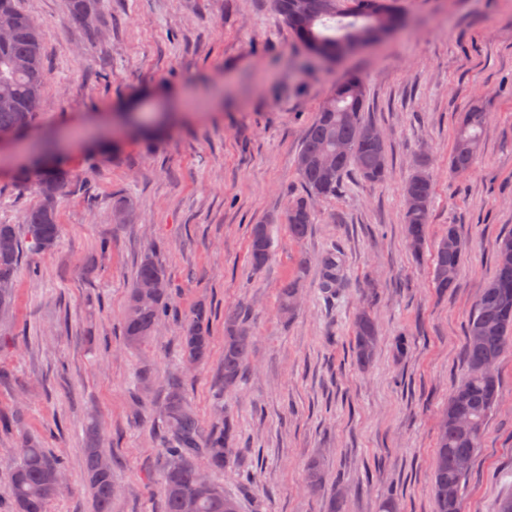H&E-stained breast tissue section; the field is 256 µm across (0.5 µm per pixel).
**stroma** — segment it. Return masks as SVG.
I'll return each instance as SVG.
<instances>
[{
  "instance_id": "35a3bbf8",
  "label": "stroma",
  "mask_w": 512,
  "mask_h": 512,
  "mask_svg": "<svg viewBox=\"0 0 512 512\" xmlns=\"http://www.w3.org/2000/svg\"><path fill=\"white\" fill-rule=\"evenodd\" d=\"M70 0H18L38 20L47 72L31 138L62 142L71 185L58 202L55 248L25 254L15 306L0 318V492L19 433L65 462L67 489L47 512H93L83 439L98 424L120 489L112 512H161L157 436L164 388L185 383L201 420L237 421L242 467L218 475L240 512H325L341 493L345 512H435L432 462L438 418L464 373L469 317L494 272L500 238L512 234V0H396L404 25L383 42L332 62L310 63L273 0H99L97 34L68 21ZM356 75L365 117L386 138L390 178L348 176L315 205L317 222L295 241L283 217L301 187L295 159L305 130L336 82ZM481 104L490 119L479 158L448 175L459 112ZM431 158L435 195L421 261L405 245L403 185L417 155ZM136 213L112 220V197ZM39 196L15 168L0 170V224H22ZM272 227L260 272L248 229ZM457 225L466 262L457 287L431 283L435 244ZM111 242L109 251L97 248ZM340 250L339 302L318 291L324 253ZM169 273L179 313H212L213 352L188 368L181 329L169 321L145 346L122 335L127 290L145 254ZM304 273L292 314L280 286ZM244 307L255 338L250 368L224 390V315ZM375 315L379 350L358 369L351 321ZM149 381H142L143 372ZM499 402L462 491L463 512H495L512 495V348L498 364ZM322 455L323 493L303 482Z\"/></svg>"
}]
</instances>
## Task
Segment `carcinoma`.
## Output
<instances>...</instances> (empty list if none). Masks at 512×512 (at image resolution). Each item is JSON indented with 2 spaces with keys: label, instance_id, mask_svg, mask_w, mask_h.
I'll return each instance as SVG.
<instances>
[{
  "label": "carcinoma",
  "instance_id": "obj_1",
  "mask_svg": "<svg viewBox=\"0 0 512 512\" xmlns=\"http://www.w3.org/2000/svg\"><path fill=\"white\" fill-rule=\"evenodd\" d=\"M304 0H274V8L288 28L315 57L324 58L346 51L344 38L372 22L380 11L386 22L398 26L399 14L388 0H353L347 13L337 10L336 0H314L310 13L300 11ZM94 0H70L68 20L95 31ZM8 36L0 41V133L18 134L35 125L41 108V90L45 68L41 53L39 24L21 12L16 0H0V26ZM365 87L359 77H350L336 85L308 124L303 145L296 158L302 194L294 199L284 216L292 238L301 241L309 234L317 215L310 205L313 199L336 196L348 173L370 185L386 181L389 158L386 143L373 138L376 127L364 119ZM489 113L478 103L461 113L448 171L460 175L473 168L481 146V134ZM346 149L335 165L324 169L316 159L336 145ZM71 184L70 175L50 165L37 172L39 203L24 214L25 232L14 224H0V304L12 307L14 285L23 251L43 253L54 248L59 235L57 202ZM434 196L429 158L420 155L403 186V197H413L418 207H404L406 246L413 256L422 252ZM132 196L112 197V211L133 215ZM272 225L254 224L251 228L249 257L253 270L263 268L271 254ZM512 236L497 247L495 271L478 298L469 317L465 341V372L454 387L439 421L433 460L432 486L435 512H462L461 497H448V484L462 487L479 448L486 425L499 398V376L486 377L479 365L497 363L512 347ZM465 253L451 252L442 238L433 255L432 285L446 293L457 287ZM454 276L448 277V269ZM344 270L339 254L328 253L321 262L318 288L326 299L343 291ZM172 283L166 270L146 254L138 264L130 288L123 318V336L130 347L147 343L168 319ZM300 295L299 281L279 288L278 306L291 311ZM356 359L365 366L373 360L378 345V329L367 310L352 321ZM182 354L185 362L197 366L211 355L212 336L207 311L199 307L182 321ZM253 348V336L240 312L224 317V387L238 386L247 369ZM163 433L161 489L163 512H239L237 498L224 491L213 475L227 470L239 471L244 449L238 447V427L234 419L205 426L187 402L181 382L172 380L162 403ZM466 417L471 431L462 433L456 420ZM84 469L90 487L94 512H112V500L118 488L112 482V461L98 446L95 428L85 435ZM64 463L49 455L35 440L24 437L16 451L7 496L12 512H47L50 501L64 488ZM324 473L321 461L312 460L306 469V484L311 492L321 490Z\"/></svg>",
  "mask_w": 512,
  "mask_h": 512
}]
</instances>
